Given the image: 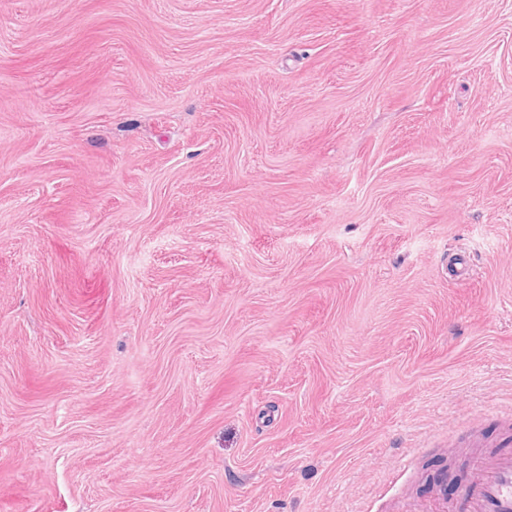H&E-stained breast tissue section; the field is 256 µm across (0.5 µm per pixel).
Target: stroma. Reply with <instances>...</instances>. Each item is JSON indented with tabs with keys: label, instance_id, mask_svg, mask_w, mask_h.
<instances>
[{
	"label": "stroma",
	"instance_id": "35a3bbf8",
	"mask_svg": "<svg viewBox=\"0 0 512 512\" xmlns=\"http://www.w3.org/2000/svg\"><path fill=\"white\" fill-rule=\"evenodd\" d=\"M511 442L512 0H0V512H448Z\"/></svg>",
	"mask_w": 512,
	"mask_h": 512
}]
</instances>
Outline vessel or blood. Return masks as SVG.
I'll return each mask as SVG.
<instances>
[{
    "label": "vessel or blood",
    "mask_w": 512,
    "mask_h": 512,
    "mask_svg": "<svg viewBox=\"0 0 512 512\" xmlns=\"http://www.w3.org/2000/svg\"><path fill=\"white\" fill-rule=\"evenodd\" d=\"M450 512H512V448L474 460Z\"/></svg>",
    "instance_id": "vessel-or-blood-1"
}]
</instances>
